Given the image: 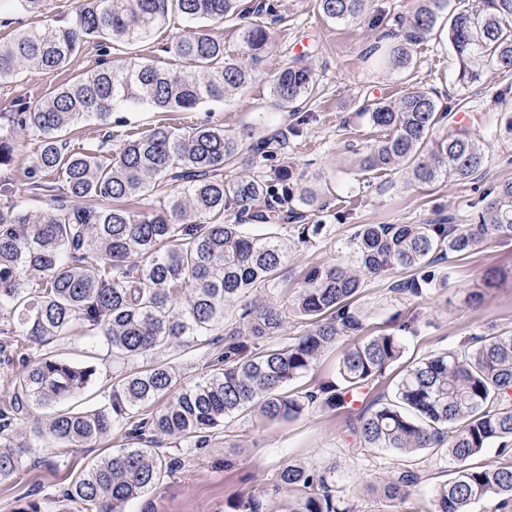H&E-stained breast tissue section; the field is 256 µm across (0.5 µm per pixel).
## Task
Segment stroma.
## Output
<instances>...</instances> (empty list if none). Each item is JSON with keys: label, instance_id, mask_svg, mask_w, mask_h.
I'll use <instances>...</instances> for the list:
<instances>
[{"label": "stroma", "instance_id": "35a3bbf8", "mask_svg": "<svg viewBox=\"0 0 512 512\" xmlns=\"http://www.w3.org/2000/svg\"><path fill=\"white\" fill-rule=\"evenodd\" d=\"M272 2L279 19L268 25L267 49L245 89L191 112L143 107L113 113L108 125L82 120L70 128L67 138L74 145L103 142L113 152L127 135L162 123L179 128L208 123L232 134L249 127L256 137L285 139L284 154L295 162L297 174L307 181L319 179L323 199L331 207L306 217L307 223L328 225V236L311 246L292 244L282 276L253 294L255 300L276 303L298 294L310 267L338 262L339 245L357 225L469 223L484 194L512 181V73L488 67L478 82L459 84L457 59L449 45L437 39L412 45L413 64L406 73L369 57L367 50L379 37L401 36L395 19L411 16L418 0H370L366 17L349 24L323 18L316 0ZM185 31L181 18L173 15L149 41L117 46L112 55L126 61L148 58L165 70L188 69L191 61L163 50ZM98 57L95 42L89 41L61 69L45 71L30 65L0 78V113L13 111L20 99L39 102L53 88L93 69ZM295 57L317 79L316 95L299 115L275 106L266 80ZM413 84L437 91L452 112L471 113L470 126L481 135L486 155L477 174L412 185L401 170H358V155L381 138L358 116L359 104L376 98L397 100ZM447 267V287L422 297L391 293L381 282L363 288L357 305L365 335L394 331L402 322L417 319V333L410 338L406 355L410 362L464 349L474 336L512 335V239L488 237L477 250L450 257ZM477 289L481 301L470 302V292ZM54 349L62 357L97 368L92 384L71 401V408L101 404L112 389V359L105 348L88 345L76 332ZM211 354L202 346L184 352L163 347L153 358L173 366L190 382L202 375ZM358 424L357 411L332 413L316 407L273 423L254 414L236 417L226 422L210 447L165 444L164 452L178 461L176 468L156 489L128 503L125 512H228V502L238 492L271 487L277 469L291 460L333 470L339 495L353 512H425L429 492L444 479L447 462L425 451L412 456L409 465L420 476L418 484L403 499H386L380 489L395 477L397 463L390 452L360 447ZM122 445L119 434L112 433L96 447L74 449L65 458L52 448L29 450L22 468L0 481V512H18L25 501L38 503L41 512H63L62 493L81 466Z\"/></svg>", "mask_w": 512, "mask_h": 512}]
</instances>
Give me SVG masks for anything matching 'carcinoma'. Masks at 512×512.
<instances>
[{
    "label": "carcinoma",
    "mask_w": 512,
    "mask_h": 512,
    "mask_svg": "<svg viewBox=\"0 0 512 512\" xmlns=\"http://www.w3.org/2000/svg\"><path fill=\"white\" fill-rule=\"evenodd\" d=\"M242 0H83L70 24L22 29L0 43V77L23 65L62 68L81 45L99 39L102 55L117 43L133 45L163 28L173 12L189 24L186 34L164 48L199 70L169 71L149 59L130 64L104 60L35 105L21 102L0 113V168L11 166L20 133L38 140L26 170L33 195L51 203L33 210L0 184V353L19 364L9 379V401L0 405V479L21 468L29 448L96 444L120 432L127 447L86 465L65 490L70 512H124L172 473L176 461L160 451L161 437L201 448L224 429L226 420L248 411L266 421L298 417L316 404L326 411L365 403L357 427L363 448H386L398 456L421 450L443 455L453 478L435 486L431 512H473L488 497L512 508V456L477 464L485 449L512 445V335L475 340L466 350L432 355L403 369L394 400H368L373 382L401 363L406 345L394 332L381 333L344 350L336 380L302 395L288 387L314 369L342 337L363 330L354 302L373 279L397 267L412 270L389 284L391 291L421 297L446 287L439 263L476 250L489 236L512 238V181L492 191L470 224H359L342 247L343 259L311 269L294 301L307 321L300 335L286 337L288 312L250 295L276 281L288 256L281 231L297 240L327 233V224H304L294 201L318 208L319 190L294 194L286 171H257L227 179L244 160L274 159L283 141L254 139L244 130L227 134L219 125L180 130L154 126L125 140L103 161L105 143L70 147L63 133L74 123L108 121L117 106L148 105L161 111H192L247 87L253 66L268 42L263 21L248 24L243 43L251 64L224 56V42L210 24L251 12ZM405 24L403 39L377 44L371 52L385 64L409 70L410 45L446 34L467 85L483 68L512 71V0H478L468 9L448 10V0H421ZM334 22L365 17L367 0H318ZM275 104L290 112L317 90L312 70L294 58L270 76ZM383 132L376 147L361 154V172L405 167L408 182L432 184L464 179L482 167L483 145L467 126L437 130L449 116L433 89L411 86L396 101L373 100L359 107ZM430 150L432 161L422 159ZM93 196L97 210L77 205ZM153 196L146 208L132 199ZM244 304L239 316L231 314ZM75 328L104 346L112 364L130 359L142 366L113 376L106 402L85 411L55 406L80 396L96 368L47 349ZM224 333V351L206 374L184 382L173 367L152 361L161 346L182 351ZM173 396L166 405L158 403ZM48 411L19 441L18 421ZM419 481L409 467L398 469L384 487L402 499ZM288 492L281 512H351L336 496L325 471L288 463L272 493L251 491L229 503L232 512H274L269 501Z\"/></svg>",
    "instance_id": "carcinoma-1"
}]
</instances>
